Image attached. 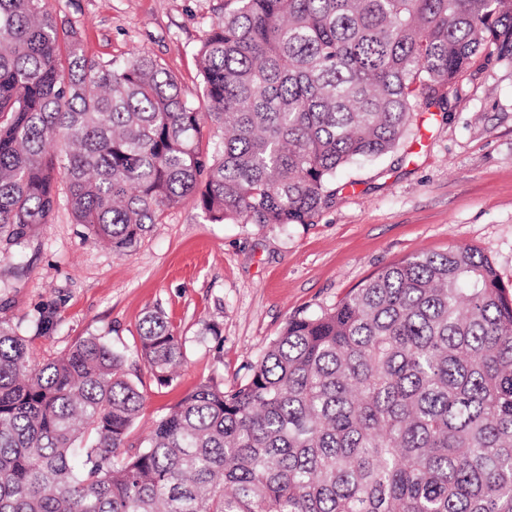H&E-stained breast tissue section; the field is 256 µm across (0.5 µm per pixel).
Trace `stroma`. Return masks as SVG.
I'll list each match as a JSON object with an SVG mask.
<instances>
[{
  "label": "stroma",
  "mask_w": 512,
  "mask_h": 512,
  "mask_svg": "<svg viewBox=\"0 0 512 512\" xmlns=\"http://www.w3.org/2000/svg\"><path fill=\"white\" fill-rule=\"evenodd\" d=\"M99 62L141 50L200 93L196 53L224 0H46ZM345 189L312 224H212L192 201L118 256L59 206L17 251L0 238V319L47 359L95 336L126 356L143 409L128 442L200 384H243L290 318L320 313L402 258L472 245L512 285V64L481 54L448 96L447 119L416 113L402 145L340 169ZM162 311L185 357L158 385L136 354Z\"/></svg>",
  "instance_id": "35a3bbf8"
}]
</instances>
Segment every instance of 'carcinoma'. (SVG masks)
I'll list each match as a JSON object with an SVG mask.
<instances>
[{"label":"carcinoma","instance_id":"carcinoma-1","mask_svg":"<svg viewBox=\"0 0 512 512\" xmlns=\"http://www.w3.org/2000/svg\"><path fill=\"white\" fill-rule=\"evenodd\" d=\"M228 2L199 106L157 58L101 64L45 0H0L1 234L62 194L117 256L189 198L212 224H313L341 167L447 118L480 50L512 63V0ZM138 338L171 383L182 338L158 311ZM124 364L97 337L41 363L0 320V512H512V294L473 247L290 319L246 383L198 386L137 447Z\"/></svg>","mask_w":512,"mask_h":512}]
</instances>
